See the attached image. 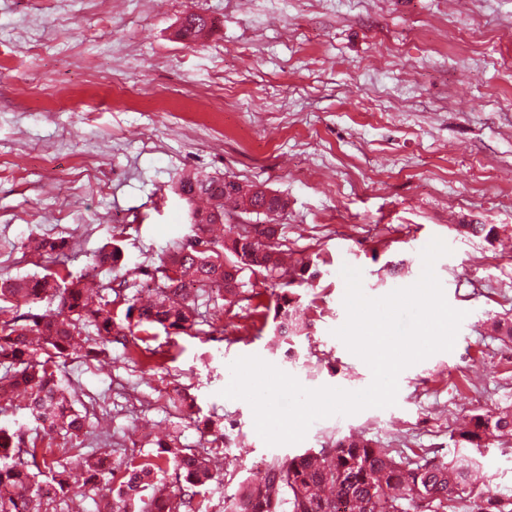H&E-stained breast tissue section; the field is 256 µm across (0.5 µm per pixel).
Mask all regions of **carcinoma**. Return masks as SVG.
<instances>
[{"instance_id":"1","label":"carcinoma","mask_w":512,"mask_h":512,"mask_svg":"<svg viewBox=\"0 0 512 512\" xmlns=\"http://www.w3.org/2000/svg\"><path fill=\"white\" fill-rule=\"evenodd\" d=\"M212 28L207 16L189 12L178 35L192 39ZM173 191L192 203L200 198L208 202L194 208L195 240L174 243L159 265L139 267L136 277L122 273L126 258L114 243L93 260V268L108 274L94 293L84 276L70 272L0 281V405L22 398L24 410L45 434L61 439L58 457L41 461L37 438L26 436L20 426L0 427V512H57L70 493L66 472L72 464L85 469L90 490L108 491L98 512H210L202 490L222 483L227 435L221 418L210 415L198 421L203 437L198 448L174 437L156 443L157 451L150 455L121 458L107 469L89 449V410L75 407L76 389L59 374V360L76 354L73 342L82 334L87 341L80 354L84 359L107 354L114 345L131 361L149 359L157 349L136 332L155 326L167 333L188 332L202 319L201 305L235 302L246 271L271 281L277 290L275 331L282 338L295 336L299 305L290 287L316 280L320 271L309 263L286 266L276 224H234L222 238L212 234L226 214L267 216L284 210L280 197H227L224 177L199 172L182 175ZM456 231L490 242L499 228L458 224ZM24 247L54 261L71 250L64 237H30ZM141 278L153 282L146 303L133 291ZM48 297L58 299L57 307L37 309ZM510 437L512 404L493 414H473L468 427L451 435L456 448H495L503 456L512 455ZM319 453L333 465H317ZM319 453L266 462L258 478L243 480L224 496V512H336L338 501L350 505L351 512H512L511 493L470 484L468 473L477 461L468 455L449 459L431 445L409 456L398 448L380 447L363 432L332 436ZM170 469L175 482L168 484Z\"/></svg>"}]
</instances>
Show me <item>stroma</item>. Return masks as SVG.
Segmentation results:
<instances>
[{"mask_svg": "<svg viewBox=\"0 0 512 512\" xmlns=\"http://www.w3.org/2000/svg\"><path fill=\"white\" fill-rule=\"evenodd\" d=\"M190 10L214 19L208 40L178 37ZM187 170L287 198L273 218L283 247L320 271L297 289L305 326L275 339L261 315L273 290L254 275L193 331L149 330L150 370L117 349L67 360L81 400L138 386L93 419L94 435L122 433L144 455L175 435L198 447L193 420L164 401L184 387L224 419L227 479L205 493L222 512L265 459L352 431L451 457L460 421L512 401V345L491 332L512 316V0H0V277L50 269L24 253L31 233L72 238L76 275L115 238L132 263L157 265L191 232L172 190ZM458 224L509 232L491 244ZM435 237L451 249L434 266L446 301L466 314L453 349L404 369L396 405L266 445L251 406L221 394L230 363L256 355L309 389H365L370 368L333 334L346 320L340 270L361 269L365 294L384 296L417 281Z\"/></svg>", "mask_w": 512, "mask_h": 512, "instance_id": "obj_1", "label": "stroma"}]
</instances>
